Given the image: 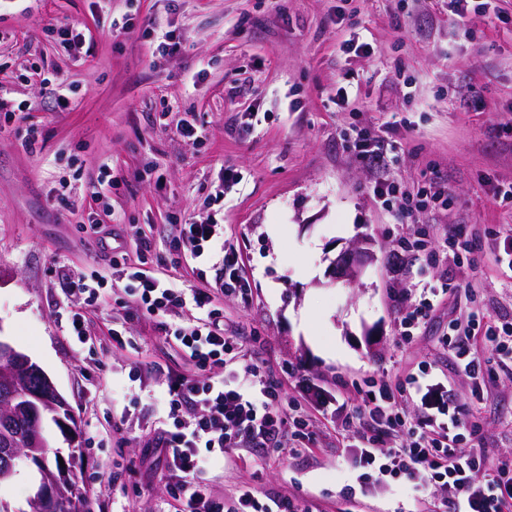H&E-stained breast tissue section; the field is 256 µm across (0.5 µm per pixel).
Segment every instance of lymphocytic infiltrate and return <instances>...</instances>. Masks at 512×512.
Returning a JSON list of instances; mask_svg holds the SVG:
<instances>
[{
  "mask_svg": "<svg viewBox=\"0 0 512 512\" xmlns=\"http://www.w3.org/2000/svg\"><path fill=\"white\" fill-rule=\"evenodd\" d=\"M371 193L385 209L394 199H402L399 248L404 252L427 247L422 233L411 224L414 211L446 206L453 200L447 184L437 180L409 194L396 181L383 178L372 184ZM178 246L200 266L207 265L215 252H222L223 273L210 287L184 292L174 276L153 264L151 240L143 236L135 240L136 261L127 266L126 277L136 307L152 318L188 304L197 312L192 322L172 331L183 358L196 372L168 376L164 405L169 423L158 430L147 451L175 477L171 490L178 512H224L223 500L209 494L204 475L232 441L277 448L290 430L311 445L316 433L297 405L284 403L280 382L264 371L256 351L224 333L215 298L244 294L246 286L238 249L226 238L223 226L212 221L181 225ZM473 288L468 282L421 289L411 298L402 327L409 333L425 326L439 295L469 296ZM478 334L485 337L483 356L469 345ZM442 343L453 352L460 372L491 379L495 367L512 363V320L488 321L477 313L465 326L452 320ZM238 360L242 371L235 382H227L224 374ZM429 369L425 363L414 373L365 379L356 405L342 396L330 399L311 380H303L302 385L312 404L327 415L341 416L344 431L357 433L360 445L353 463L368 474L418 492L430 483L440 484L446 492L447 512H512V457L487 465L485 453L472 444L479 425L470 424L467 433H460L463 410L450 405L443 391H421L420 380ZM416 391L422 394L418 412L406 415L399 401Z\"/></svg>",
  "mask_w": 512,
  "mask_h": 512,
  "instance_id": "f902f5d3",
  "label": "lymphocytic infiltrate"
}]
</instances>
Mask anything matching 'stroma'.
Returning <instances> with one entry per match:
<instances>
[{"mask_svg":"<svg viewBox=\"0 0 512 512\" xmlns=\"http://www.w3.org/2000/svg\"><path fill=\"white\" fill-rule=\"evenodd\" d=\"M72 23L89 52L60 47L56 31ZM148 28L172 32L178 52L153 54ZM349 38L369 52L342 51ZM55 70L71 86L72 110L58 111L41 79ZM341 86L356 94L342 107ZM0 94L33 106L29 121L0 122V340L67 400L71 434L50 421L45 430L61 456L79 455V488L95 512H175L142 449L160 425L169 373L194 371L162 330L188 323L191 309L161 321L137 312L121 266L98 246L102 224L121 243L151 237L186 289L205 287L221 258L202 279L170 241L185 222L223 224L248 279L245 298L217 300L224 332L256 345L288 400L303 398L300 373L355 401L368 375L426 361L453 404L478 419L488 461L512 456V368L481 393L442 344L449 320L512 316V277L493 262V232L512 226V205L488 195L512 183V0H489L462 20L444 0H33L27 9L0 0ZM188 112L203 124L196 144L176 132ZM362 128L384 140L388 175L405 189L447 181L454 203L413 222L437 251L450 227L479 234L467 262L409 253L388 272L401 225L397 209L372 197L377 169L346 146ZM32 130L42 143L34 153ZM227 168L243 179L212 201ZM365 238L374 262L356 282L333 279L332 261ZM65 271L103 277L96 307L63 292ZM443 280L476 282L472 300L440 302L425 327L402 335L411 290ZM80 310L82 342L69 333ZM116 330L123 345L112 342ZM311 416L309 450L239 443L210 466L209 488L226 508L248 487L304 499L312 512H444L433 487L415 502L395 485L362 493L337 425Z\"/></svg>","mask_w":512,"mask_h":512,"instance_id":"stroma-1","label":"stroma"}]
</instances>
